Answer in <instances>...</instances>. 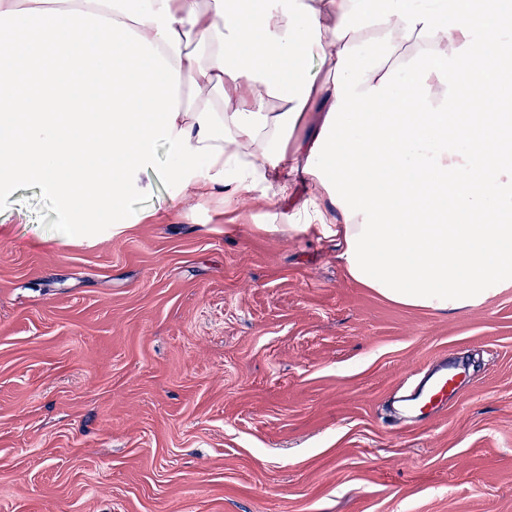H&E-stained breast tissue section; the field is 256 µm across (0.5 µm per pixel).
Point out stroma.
<instances>
[{
    "label": "stroma",
    "mask_w": 512,
    "mask_h": 512,
    "mask_svg": "<svg viewBox=\"0 0 512 512\" xmlns=\"http://www.w3.org/2000/svg\"><path fill=\"white\" fill-rule=\"evenodd\" d=\"M142 191L77 228L0 204V512H512V287L437 313L355 282L335 237ZM149 220H142L143 212ZM465 383L407 424L400 385Z\"/></svg>",
    "instance_id": "obj_1"
}]
</instances>
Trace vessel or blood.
Here are the masks:
<instances>
[{
    "instance_id": "obj_1",
    "label": "vessel or blood",
    "mask_w": 512,
    "mask_h": 512,
    "mask_svg": "<svg viewBox=\"0 0 512 512\" xmlns=\"http://www.w3.org/2000/svg\"><path fill=\"white\" fill-rule=\"evenodd\" d=\"M460 379V372L450 368L447 360L436 361L423 378L402 395L404 420L416 421L426 411L447 404L449 396L456 392Z\"/></svg>"
}]
</instances>
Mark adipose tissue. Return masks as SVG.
Wrapping results in <instances>:
<instances>
[{
  "label": "adipose tissue",
  "instance_id": "1",
  "mask_svg": "<svg viewBox=\"0 0 512 512\" xmlns=\"http://www.w3.org/2000/svg\"><path fill=\"white\" fill-rule=\"evenodd\" d=\"M512 0H0V200L21 181L97 224L165 176L336 237L350 277L458 311L512 286ZM318 60L331 75L308 74Z\"/></svg>",
  "mask_w": 512,
  "mask_h": 512
}]
</instances>
